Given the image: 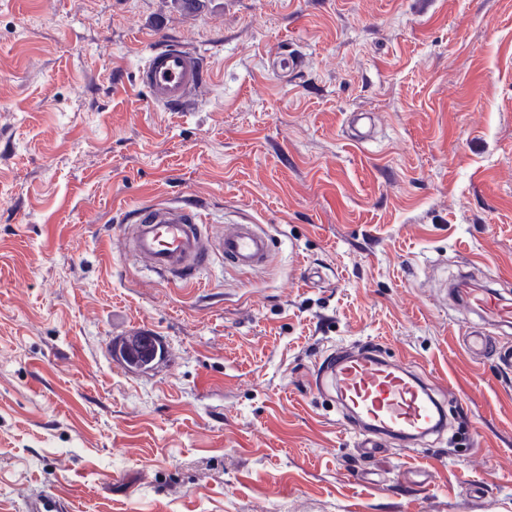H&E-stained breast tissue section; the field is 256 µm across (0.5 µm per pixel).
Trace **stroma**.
Returning <instances> with one entry per match:
<instances>
[{
	"mask_svg": "<svg viewBox=\"0 0 512 512\" xmlns=\"http://www.w3.org/2000/svg\"><path fill=\"white\" fill-rule=\"evenodd\" d=\"M156 42L213 69L189 109L135 81ZM180 199L271 265L181 288L111 241ZM461 278L512 304V0H0V512H512V369L462 341L512 325ZM139 331L167 359L115 368ZM370 345L443 434L364 457L311 379ZM469 304L482 310L494 322L510 323L512 319V308L510 305H503V303L493 294L483 291L482 293H475L472 296V302ZM28 512H72V504L68 498L44 494L32 498L27 503Z\"/></svg>",
	"mask_w": 512,
	"mask_h": 512,
	"instance_id": "1",
	"label": "stroma"
}]
</instances>
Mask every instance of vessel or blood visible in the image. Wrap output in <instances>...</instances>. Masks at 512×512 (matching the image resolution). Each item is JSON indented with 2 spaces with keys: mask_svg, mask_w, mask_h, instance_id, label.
Listing matches in <instances>:
<instances>
[{
  "mask_svg": "<svg viewBox=\"0 0 512 512\" xmlns=\"http://www.w3.org/2000/svg\"><path fill=\"white\" fill-rule=\"evenodd\" d=\"M211 78L199 53L177 45L150 49L136 72L151 102L168 111L191 106ZM118 238L147 268L181 287L195 286L214 258L254 270L266 266L273 254L272 239L262 225L215 229L201 208L187 203L137 208L135 223L122 226ZM472 303L493 321H512V307L491 293L474 294ZM158 353L153 336L135 333L114 345L115 358L130 365L153 360ZM312 385L335 392L352 415L349 426L359 447L371 456L388 440L407 443L443 428L442 405L406 360H390L369 349L354 355L336 351L317 370ZM27 512H72V504L66 497L44 494L28 501Z\"/></svg>",
  "mask_w": 512,
  "mask_h": 512,
  "instance_id": "1",
  "label": "vessel or blood"
}]
</instances>
